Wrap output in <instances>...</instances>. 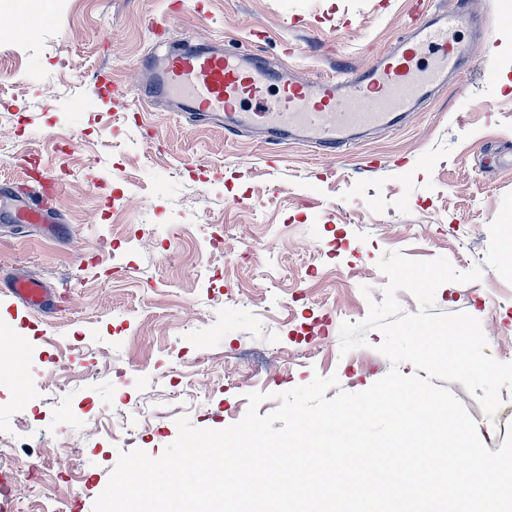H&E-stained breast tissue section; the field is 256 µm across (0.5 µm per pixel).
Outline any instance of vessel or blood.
Segmentation results:
<instances>
[{
    "mask_svg": "<svg viewBox=\"0 0 512 512\" xmlns=\"http://www.w3.org/2000/svg\"><path fill=\"white\" fill-rule=\"evenodd\" d=\"M471 20L463 6L420 15L395 49L360 71L311 83L287 78L255 57L186 43L149 61L151 82L129 93L138 102L172 96L181 117H216L228 131L259 128L269 142H303L332 154L352 149L366 132L400 127L419 102L473 63L471 46L456 37ZM248 102L252 110L243 111ZM12 218L46 224L50 210L26 198ZM0 291L27 311L49 316L56 310L55 295L41 279L1 272Z\"/></svg>",
    "mask_w": 512,
    "mask_h": 512,
    "instance_id": "1",
    "label": "vessel or blood"
}]
</instances>
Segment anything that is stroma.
<instances>
[{
  "label": "stroma",
  "instance_id": "obj_1",
  "mask_svg": "<svg viewBox=\"0 0 512 512\" xmlns=\"http://www.w3.org/2000/svg\"><path fill=\"white\" fill-rule=\"evenodd\" d=\"M511 0H470L488 41L477 61L404 126L352 153L326 156L246 131L132 102L147 57L187 37L244 53L313 82L353 72L395 44L415 0H39L33 33L0 0V188L18 194L57 178L52 237L0 216V269L43 279L48 318L0 298V340L22 357L0 384V477L14 505L92 512L120 452L160 457L185 415L199 429L242 419L247 393L274 396L337 375L362 392L389 362L368 344L340 351L343 322L382 301L383 252L446 256L482 280L450 282L437 313L478 318L486 352L512 362V273L500 246L512 221ZM165 30L153 34L152 21ZM370 287L363 295L362 287ZM489 450L503 443L512 391L487 418L449 385ZM208 392L199 402L197 391Z\"/></svg>",
  "mask_w": 512,
  "mask_h": 512
}]
</instances>
